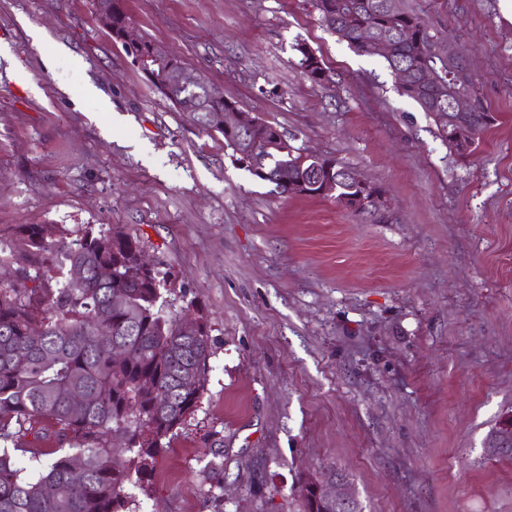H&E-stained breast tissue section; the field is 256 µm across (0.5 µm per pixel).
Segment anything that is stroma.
<instances>
[{
	"instance_id": "1",
	"label": "stroma",
	"mask_w": 512,
	"mask_h": 512,
	"mask_svg": "<svg viewBox=\"0 0 512 512\" xmlns=\"http://www.w3.org/2000/svg\"><path fill=\"white\" fill-rule=\"evenodd\" d=\"M466 50L493 120L469 155L315 0H128L136 31L384 193L381 213L276 193L155 91L92 0H0V237L112 225L207 325L197 410L125 512H305L332 466L364 512H512V21L405 0ZM333 81L312 83L296 42Z\"/></svg>"
}]
</instances>
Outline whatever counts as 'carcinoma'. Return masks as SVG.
<instances>
[{"label":"carcinoma","mask_w":512,"mask_h":512,"mask_svg":"<svg viewBox=\"0 0 512 512\" xmlns=\"http://www.w3.org/2000/svg\"><path fill=\"white\" fill-rule=\"evenodd\" d=\"M95 18L123 43L131 23L126 0H93ZM326 29L365 55L367 40L388 36L392 51L383 56L389 69L404 67L419 74L435 72L432 84L413 78L400 87L433 119L441 137L460 155L470 152L486 127L490 108L478 94L474 109L456 119L451 102L469 93L437 54L441 37L424 19L405 9L401 0H316ZM299 65L318 85L331 81L320 58L298 43ZM138 70L158 93L187 114L199 130L217 132L235 161L281 194L315 195L308 187L315 172L300 164L301 149L276 126L254 116L244 132L226 131L212 113L236 108L227 99L212 100V83L204 77L190 88L167 89L155 78V58L173 64L178 56L143 37ZM336 178V203H348L375 190L353 169L332 158L321 173ZM14 236L23 250L39 257L47 272L17 276L0 285V512H123L125 486L153 470L165 440L200 402L212 346L202 322L194 330L181 323L182 313L169 311L160 299V271L135 264L139 243L119 226L70 231L58 224H25ZM54 273L56 287L49 285ZM24 349L27 363L15 352ZM87 395L83 412L71 410L73 390ZM48 423L59 445L76 455H58L35 478L21 470L6 448L36 454ZM489 455L512 458V436L496 429ZM131 457H125V454ZM84 463L80 480L71 478L74 457ZM306 512H343L304 489Z\"/></svg>","instance_id":"obj_1"}]
</instances>
